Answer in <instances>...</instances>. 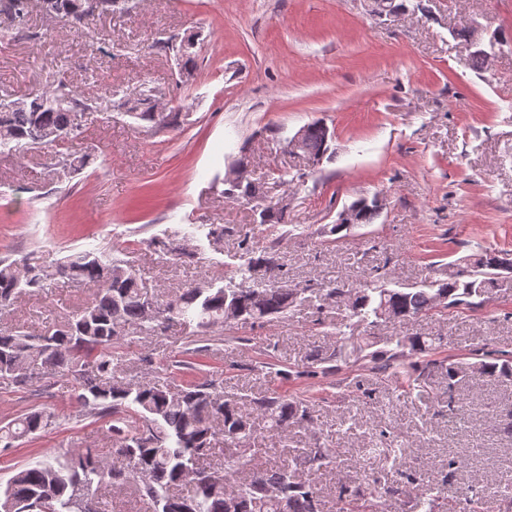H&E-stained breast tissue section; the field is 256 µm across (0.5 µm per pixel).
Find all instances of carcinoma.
<instances>
[{
	"mask_svg": "<svg viewBox=\"0 0 512 512\" xmlns=\"http://www.w3.org/2000/svg\"><path fill=\"white\" fill-rule=\"evenodd\" d=\"M117 0H43L44 11L68 22L86 21L112 12ZM0 15L8 17L19 35L31 32L29 0H0ZM187 48L175 52L177 65L191 69L196 52L193 37ZM151 88L136 92L127 112L157 125ZM93 111L92 99L84 90L57 79L49 91L24 99L0 100V150L17 152L74 141L81 131V115ZM330 149L324 123L306 126L300 152L316 166ZM85 165V157L69 151L54 168L62 182ZM353 223L335 224L338 234L355 226L373 223L378 205L365 199L352 203ZM258 223L276 228L286 223V208L266 207ZM227 284L189 286L170 300L148 303L140 287V274L121 260L95 251L72 254L58 267L57 274L93 290L91 301L67 313L37 334L18 327L0 328V384L23 389L35 376L69 377L82 415L102 422L112 442L104 455L96 448L49 456L16 471L0 490V512H104L102 492L132 488L153 512H323L316 483L282 463L253 471L241 482L233 477L252 459L254 422L242 406L248 396L226 395L215 381L191 384L155 378L131 385L113 377L117 362L114 341L132 332L161 333L170 325L197 324L222 328L228 324L261 323L285 317L297 303L315 295L331 300L348 311L344 329L336 331V350L329 356L313 357V366L289 367L297 376H314L328 371L324 364L351 358L371 364L382 379H401L413 386L428 371L437 370L448 380L445 400L448 422L466 423V402L458 389L468 370L488 377L511 376L512 356L482 348L475 361L437 360L439 336H388L372 334L382 321L406 322L448 308L481 305L497 287L503 260L493 251L481 249L462 267L450 263L440 278L415 287L387 288L383 277L359 286L344 282L327 285L308 283L301 288H255L250 282L277 267L274 250H247ZM53 279L44 266L29 258H0V309L11 306L27 293L40 291ZM255 411L265 427L288 437L295 428L312 427V415L303 401L271 394L255 402ZM52 424L42 411L26 412L0 426V443L12 447L20 438L35 435ZM221 425L224 454L218 473L211 466L216 454L213 441ZM316 464L331 466L338 457L335 448L316 442L310 448H295ZM123 461L116 466L108 456ZM463 457L448 459V472L420 483L413 473L394 476L378 472L357 485L339 487V512H377L380 499L413 486L419 512H482L490 484L470 485L459 494L449 493L455 474L466 467Z\"/></svg>",
	"mask_w": 512,
	"mask_h": 512,
	"instance_id": "cac0c4a2",
	"label": "carcinoma"
}]
</instances>
